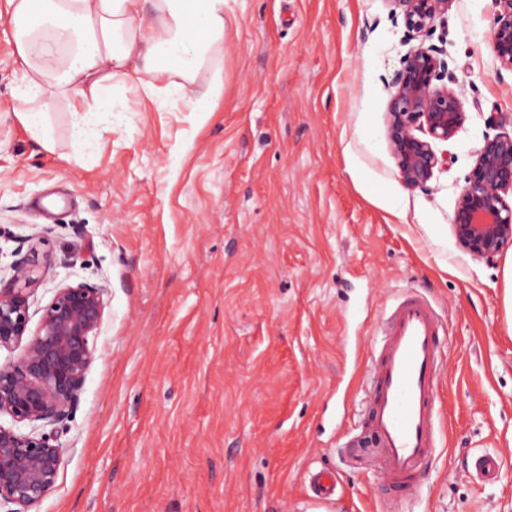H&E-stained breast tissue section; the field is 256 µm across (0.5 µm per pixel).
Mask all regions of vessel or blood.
<instances>
[{
	"mask_svg": "<svg viewBox=\"0 0 512 512\" xmlns=\"http://www.w3.org/2000/svg\"><path fill=\"white\" fill-rule=\"evenodd\" d=\"M446 324L427 299L409 295L383 318L373 371L366 382L372 446L378 467L395 489L408 490L438 448L442 342ZM479 481L501 470L494 454L474 464Z\"/></svg>",
	"mask_w": 512,
	"mask_h": 512,
	"instance_id": "obj_1",
	"label": "vessel or blood"
}]
</instances>
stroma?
<instances>
[{"label": "stroma", "mask_w": 512, "mask_h": 512, "mask_svg": "<svg viewBox=\"0 0 512 512\" xmlns=\"http://www.w3.org/2000/svg\"><path fill=\"white\" fill-rule=\"evenodd\" d=\"M391 0H226L215 112L124 92L81 153L15 116L19 77L0 0V267L28 241L35 306L60 283L107 284L98 358L60 442L55 488L30 512H512V247L458 246L455 202L493 112L512 113L492 0H454L430 41L467 112L430 192L399 180L387 83L405 28ZM41 227L32 238L33 227ZM73 254L72 265L58 263ZM417 294L448 315L435 459L394 497L372 464L364 394L376 320ZM501 455L496 482L473 462Z\"/></svg>", "instance_id": "1"}]
</instances>
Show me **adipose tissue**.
Instances as JSON below:
<instances>
[{"label":"adipose tissue","instance_id":"obj_1","mask_svg":"<svg viewBox=\"0 0 512 512\" xmlns=\"http://www.w3.org/2000/svg\"><path fill=\"white\" fill-rule=\"evenodd\" d=\"M225 0H8L20 78L19 121L44 150L56 147L48 116L66 108L72 145L111 124L116 87L150 94L174 78L190 111H214L224 91L210 60L224 51Z\"/></svg>","mask_w":512,"mask_h":512}]
</instances>
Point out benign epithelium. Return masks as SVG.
Listing matches in <instances>:
<instances>
[{
	"instance_id": "1",
	"label": "benign epithelium",
	"mask_w": 512,
	"mask_h": 512,
	"mask_svg": "<svg viewBox=\"0 0 512 512\" xmlns=\"http://www.w3.org/2000/svg\"><path fill=\"white\" fill-rule=\"evenodd\" d=\"M407 35L430 36L444 22L453 0H393ZM492 51L500 68L512 72V0H493ZM448 77L445 51L419 45L404 55L394 72L387 108V140L398 176L409 189L430 191L435 172L448 168L450 142L463 127V101L443 81ZM475 151L472 169L458 193L452 229L460 248L473 259L495 263L512 246V113L492 112ZM17 256L10 277L0 278V349H20L0 363V507L29 512L56 486L63 463L61 434L76 410L86 375L96 360V339L107 307L108 288L89 282L62 283L32 318L28 286L35 268ZM20 424L30 430L22 432Z\"/></svg>"
}]
</instances>
